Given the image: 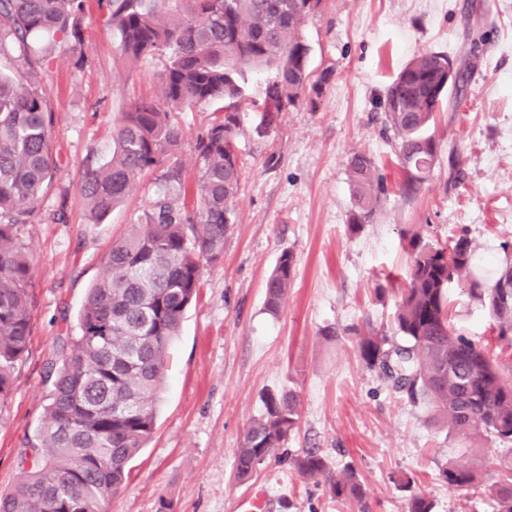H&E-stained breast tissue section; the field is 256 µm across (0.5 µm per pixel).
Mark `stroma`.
Here are the masks:
<instances>
[{"instance_id":"obj_1","label":"stroma","mask_w":512,"mask_h":512,"mask_svg":"<svg viewBox=\"0 0 512 512\" xmlns=\"http://www.w3.org/2000/svg\"><path fill=\"white\" fill-rule=\"evenodd\" d=\"M82 28L91 64L79 66L75 53L55 49L33 77L54 114L59 170L39 214L22 230L34 264L33 330L12 399L0 412V495L19 476L21 437L44 413L48 365L66 325L76 324L112 242L154 196L150 172L101 223L87 219L83 166L110 157L112 130L131 100L161 99L163 63L126 61L97 0H86ZM301 36L311 48L312 76L329 69L333 81L317 109H289L260 136L252 104L274 70L247 74L248 103L235 142L243 169L236 222L222 259L205 265L171 346L154 434L105 512H157L162 498L172 512H235L255 487L267 493L264 512H407L399 483L408 477L434 512H494L487 493L448 487L438 469L477 458L485 478L495 479L503 447H464L370 370L351 337L324 331L367 322L392 330L412 235L440 247L464 233L480 253L512 242V0H322ZM426 50L474 71L465 100H443L436 110L427 132L438 144L437 161L420 192L405 198L379 101L400 68ZM218 117L211 105L179 115L182 202L193 201L196 141ZM452 148L462 157L456 181L448 178ZM359 151L376 158L387 191L373 223L353 233L347 166ZM271 154L279 158L273 168L265 164ZM61 210L65 221L54 220ZM286 250L295 256V273L288 302L273 317L264 310V283ZM380 286L389 291L382 301L375 296ZM448 318L503 373L512 372V342L499 338L485 310L457 284L448 290ZM284 388L300 396L298 427L251 482L237 483L239 442L266 395ZM308 449L329 474L346 466L356 471L366 492L362 504L334 498L326 477L297 474L294 459Z\"/></svg>"}]
</instances>
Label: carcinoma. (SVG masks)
<instances>
[{
  "label": "carcinoma",
  "instance_id": "1",
  "mask_svg": "<svg viewBox=\"0 0 512 512\" xmlns=\"http://www.w3.org/2000/svg\"><path fill=\"white\" fill-rule=\"evenodd\" d=\"M108 25L119 35L131 63L165 59L164 102L140 100L122 113L112 132L111 157L88 164L80 192L89 221L100 223L130 195L138 176L161 171L149 206L113 242L105 272L89 289L75 333H67L48 404L39 424L21 439L20 476L0 495V512H102L125 485L130 461L155 430V405L168 367L171 344L199 287L202 268L224 254L235 224L233 203L242 168L234 141L241 130L244 69L275 66L265 87L257 130L268 132L280 112L306 100L317 107L332 72L311 80L310 47L300 28L322 0H100ZM84 0H0V55L18 53L31 64L33 39L48 49L61 41L89 63L81 15ZM444 52L414 56L389 84L380 108L393 132L404 178L400 193L416 195L437 158L425 133L440 97L448 93ZM217 104L224 116L198 138L196 208L180 204L184 191L181 137L175 113ZM53 112L27 73H0V411L11 400L14 372L29 355L33 328L31 257L20 239L40 198L55 178L51 146ZM351 232L372 223L385 194L374 159L363 152L348 164ZM405 287L394 312L398 339L368 325L330 330L352 336L366 366L465 446L485 440L512 446V381L473 341L448 321V288L457 282L494 321L498 336L512 342V256L482 259L464 234L444 247L414 235ZM295 257L284 252L265 283L266 312L285 307ZM300 399L291 390L270 393L235 456L234 476L249 481L256 468L283 447L298 426ZM299 475L327 471L308 451L294 459ZM499 478L487 486L496 512H512V455L499 461ZM439 477L450 487L484 485L481 463L448 462ZM331 493L362 502L365 489L346 470L329 479ZM410 491L407 512H433V502Z\"/></svg>",
  "mask_w": 512,
  "mask_h": 512
}]
</instances>
